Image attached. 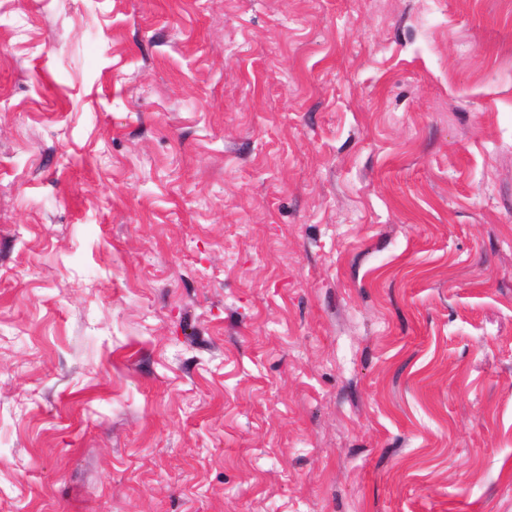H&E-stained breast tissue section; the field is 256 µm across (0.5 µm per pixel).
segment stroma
<instances>
[{"label": "stroma", "instance_id": "35a3bbf8", "mask_svg": "<svg viewBox=\"0 0 512 512\" xmlns=\"http://www.w3.org/2000/svg\"><path fill=\"white\" fill-rule=\"evenodd\" d=\"M0 0V512H512L507 0Z\"/></svg>", "mask_w": 512, "mask_h": 512}]
</instances>
